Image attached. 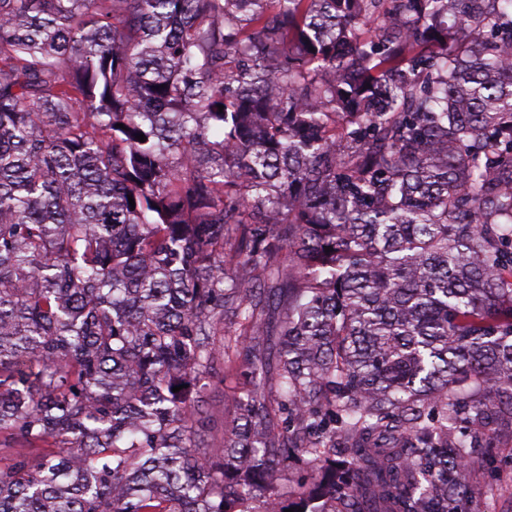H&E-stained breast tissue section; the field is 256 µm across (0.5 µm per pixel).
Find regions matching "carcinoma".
<instances>
[{
  "mask_svg": "<svg viewBox=\"0 0 512 512\" xmlns=\"http://www.w3.org/2000/svg\"><path fill=\"white\" fill-rule=\"evenodd\" d=\"M504 417L512 0H0V512H448Z\"/></svg>",
  "mask_w": 512,
  "mask_h": 512,
  "instance_id": "carcinoma-1",
  "label": "carcinoma"
}]
</instances>
